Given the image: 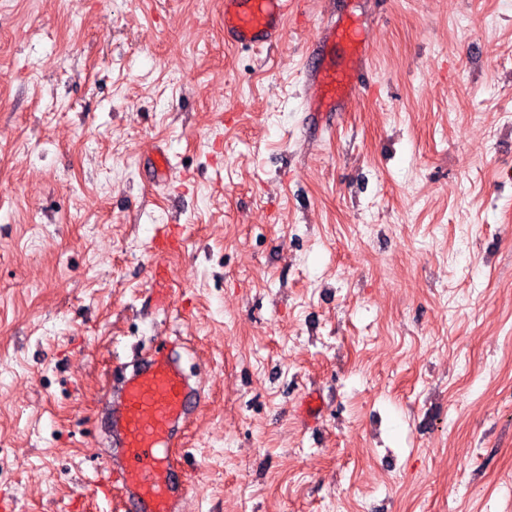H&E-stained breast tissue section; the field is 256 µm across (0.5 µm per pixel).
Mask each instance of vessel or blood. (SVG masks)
I'll use <instances>...</instances> for the list:
<instances>
[{"mask_svg":"<svg viewBox=\"0 0 512 512\" xmlns=\"http://www.w3.org/2000/svg\"><path fill=\"white\" fill-rule=\"evenodd\" d=\"M305 0H224V40L244 51L283 41L289 18ZM348 52L337 65L336 43ZM307 84L317 92L305 102L309 113L336 114L364 81L365 49L355 27L339 25L336 39H322L307 52ZM171 245L162 242L150 270L146 304L157 310L171 306L165 257ZM183 347L163 339L150 353L117 372L118 389L102 431L107 438L105 466L123 491V512H183L189 492L174 467L170 447L204 403L183 359Z\"/></svg>","mask_w":512,"mask_h":512,"instance_id":"obj_1","label":"vessel or blood"}]
</instances>
